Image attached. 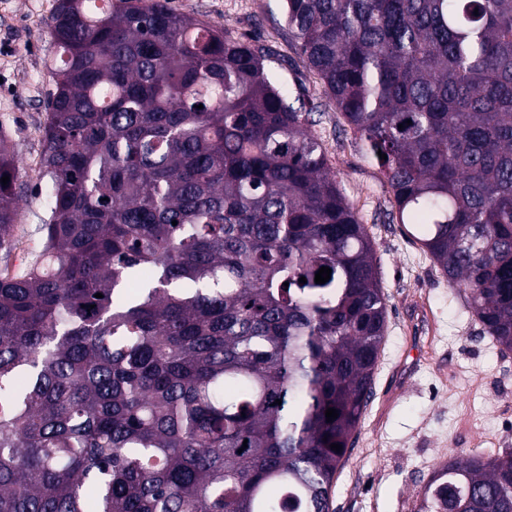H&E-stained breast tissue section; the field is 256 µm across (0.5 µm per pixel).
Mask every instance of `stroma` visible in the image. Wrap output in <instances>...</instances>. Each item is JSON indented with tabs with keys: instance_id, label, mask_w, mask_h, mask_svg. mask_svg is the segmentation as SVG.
Masks as SVG:
<instances>
[{
	"instance_id": "stroma-1",
	"label": "stroma",
	"mask_w": 512,
	"mask_h": 512,
	"mask_svg": "<svg viewBox=\"0 0 512 512\" xmlns=\"http://www.w3.org/2000/svg\"><path fill=\"white\" fill-rule=\"evenodd\" d=\"M178 12L224 29L228 37L259 35L272 56L266 66L293 95L319 104L311 132L374 241L387 297L388 332L374 374L383 386L388 364L409 345L408 320L425 300L437 320L427 360L400 380L391 406L370 404L332 494L333 512H416L434 468L462 454L512 452V357L479 336L465 299L437 274L396 218L393 196L367 159L324 84L308 70L283 16V0H170ZM57 0H0V137L19 159L18 214L0 274L25 267L42 249L50 218L42 176L47 101L53 89L49 24Z\"/></svg>"
}]
</instances>
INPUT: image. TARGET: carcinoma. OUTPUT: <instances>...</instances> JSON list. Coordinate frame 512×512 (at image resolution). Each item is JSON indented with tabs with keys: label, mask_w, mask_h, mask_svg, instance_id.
I'll return each instance as SVG.
<instances>
[{
	"label": "carcinoma",
	"mask_w": 512,
	"mask_h": 512,
	"mask_svg": "<svg viewBox=\"0 0 512 512\" xmlns=\"http://www.w3.org/2000/svg\"><path fill=\"white\" fill-rule=\"evenodd\" d=\"M109 2L51 20V218L0 275V512H331L387 333L372 236L268 48L167 0ZM284 14L399 222L508 357L512 0ZM17 170L0 138V247ZM455 509L512 512V452L437 467L417 512Z\"/></svg>",
	"instance_id": "obj_1"
}]
</instances>
